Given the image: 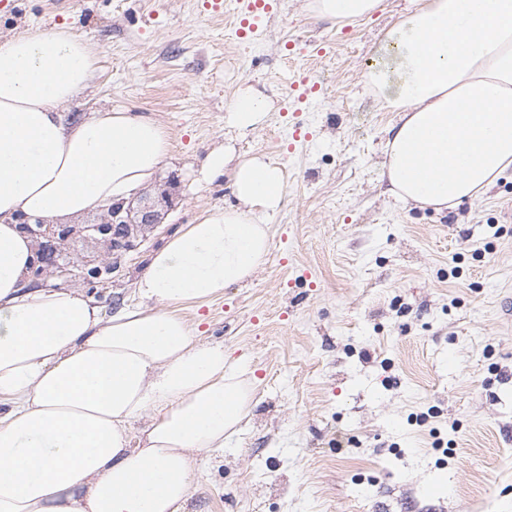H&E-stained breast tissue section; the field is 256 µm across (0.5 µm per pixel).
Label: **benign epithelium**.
<instances>
[{"instance_id": "1", "label": "benign epithelium", "mask_w": 512, "mask_h": 512, "mask_svg": "<svg viewBox=\"0 0 512 512\" xmlns=\"http://www.w3.org/2000/svg\"><path fill=\"white\" fill-rule=\"evenodd\" d=\"M178 185V177L172 174L156 199L115 203L94 222L71 225L19 216V229L34 242L41 263L30 286L42 287L49 277L67 283L77 276L93 289L114 277L121 272L127 255L160 226ZM73 241L81 242L85 249L76 265L63 259L64 250Z\"/></svg>"}]
</instances>
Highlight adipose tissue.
<instances>
[{"instance_id":"obj_1","label":"adipose tissue","mask_w":512,"mask_h":512,"mask_svg":"<svg viewBox=\"0 0 512 512\" xmlns=\"http://www.w3.org/2000/svg\"><path fill=\"white\" fill-rule=\"evenodd\" d=\"M394 32L371 77L400 115L383 162L392 193L438 211L480 197L512 168V0H428ZM95 70L65 28L0 39V512H185L204 455L252 408L223 343L198 340L180 311L265 264L284 195L274 162L209 156L234 205L152 253L139 303L111 318L78 291L26 280L36 255L18 215L105 209L170 156L151 116L64 118Z\"/></svg>"}]
</instances>
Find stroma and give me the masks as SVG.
Wrapping results in <instances>:
<instances>
[{"instance_id": "stroma-1", "label": "stroma", "mask_w": 512, "mask_h": 512, "mask_svg": "<svg viewBox=\"0 0 512 512\" xmlns=\"http://www.w3.org/2000/svg\"><path fill=\"white\" fill-rule=\"evenodd\" d=\"M423 0H380L354 22L277 0L259 35L206 0H0V34L65 24L97 58L72 109L124 108L169 131L180 180L162 226L89 295L135 303L147 256L231 205L208 155L266 156L284 173L266 265L182 309L242 364L252 409L201 466L187 512H512V169L454 210L412 207L382 178L398 113L367 72ZM318 82L298 101L293 81ZM253 90L261 123L225 107ZM308 136L294 139V124ZM267 110L268 103L264 97L246 91L227 104V120L240 129H247L255 125Z\"/></svg>"}]
</instances>
